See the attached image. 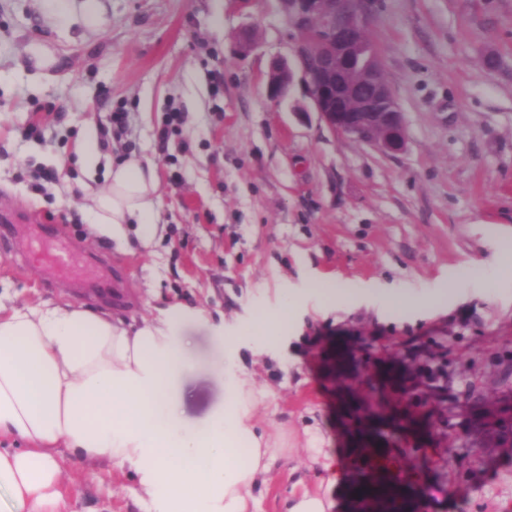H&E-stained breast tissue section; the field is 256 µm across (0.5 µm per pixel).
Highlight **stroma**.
<instances>
[{
  "label": "stroma",
  "instance_id": "obj_1",
  "mask_svg": "<svg viewBox=\"0 0 512 512\" xmlns=\"http://www.w3.org/2000/svg\"><path fill=\"white\" fill-rule=\"evenodd\" d=\"M101 25L85 21L88 9ZM254 26L257 46L236 51ZM368 36L405 115L407 146L386 154L327 128L303 83L266 94L273 57L296 33L278 0H0V208L35 211L71 239L78 279L15 270L0 250V290L16 301L64 298L138 321L181 303L245 333L277 309L283 289L332 278L345 288L430 292L457 276L441 306L383 315L355 302L308 312L272 350L240 347L262 393L258 417L288 432L256 492L254 512H287L318 493L345 512L353 476L344 391L367 399L378 365L404 366L410 390L391 404L426 418L404 436L402 465L418 469L423 512H512V280L489 287L512 253V0H378ZM495 68L484 65L487 55ZM127 115L123 133L109 113ZM180 112L167 147L157 132ZM32 122L43 139L23 136ZM94 126L101 158L73 147ZM137 155L159 176L165 224L147 250L88 238L81 187L108 184L112 164ZM65 169L60 181L36 172ZM120 262L126 296L79 287ZM198 371L182 385L192 422L224 401L211 334L192 325ZM357 350L352 385L322 354ZM67 512H149L134 477L98 461L67 460Z\"/></svg>",
  "mask_w": 512,
  "mask_h": 512
}]
</instances>
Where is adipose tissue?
<instances>
[{"label":"adipose tissue","instance_id":"ef3b65f1","mask_svg":"<svg viewBox=\"0 0 512 512\" xmlns=\"http://www.w3.org/2000/svg\"><path fill=\"white\" fill-rule=\"evenodd\" d=\"M85 205L97 237L142 246L158 232L154 162L129 157ZM208 327L225 354L223 322L170 304L138 324L68 300L0 298V512H64L65 457L110 461L135 475L153 512H250L282 432L258 419L253 377L224 370V403L199 423L183 412L195 367L185 326Z\"/></svg>","mask_w":512,"mask_h":512}]
</instances>
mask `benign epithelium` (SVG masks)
Returning a JSON list of instances; mask_svg holds the SVG:
<instances>
[{
    "label": "benign epithelium",
    "mask_w": 512,
    "mask_h": 512,
    "mask_svg": "<svg viewBox=\"0 0 512 512\" xmlns=\"http://www.w3.org/2000/svg\"><path fill=\"white\" fill-rule=\"evenodd\" d=\"M289 25L296 31L291 57H275L267 73L266 92L276 102L290 96L295 77L301 76L310 107L332 131L373 145L387 154L406 148L403 112L394 102L382 59L370 47L368 26L377 0H279ZM237 49L246 54L256 45L254 32L242 28ZM356 352L335 349L327 358L329 369L345 373ZM399 368H382L377 380L403 391L398 383ZM382 430L374 422L365 423L362 432H350L352 447H383ZM348 512H421V501L413 482L400 480L394 498L389 500L361 491L348 492Z\"/></svg>",
    "instance_id": "1"
}]
</instances>
